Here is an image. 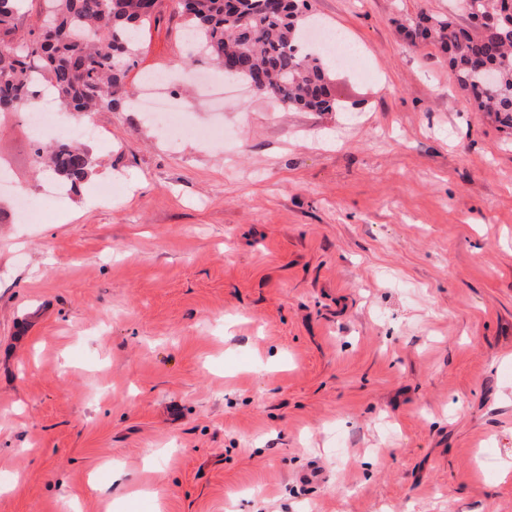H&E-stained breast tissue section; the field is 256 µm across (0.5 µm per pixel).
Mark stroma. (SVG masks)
Masks as SVG:
<instances>
[{"mask_svg": "<svg viewBox=\"0 0 512 512\" xmlns=\"http://www.w3.org/2000/svg\"><path fill=\"white\" fill-rule=\"evenodd\" d=\"M310 4L355 51L335 111L65 114L109 137L48 210L0 116L40 210L0 221V512H512V129L404 37L454 0ZM180 22L118 98L191 56Z\"/></svg>", "mask_w": 512, "mask_h": 512, "instance_id": "1", "label": "stroma"}]
</instances>
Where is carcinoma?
Here are the masks:
<instances>
[{"mask_svg": "<svg viewBox=\"0 0 512 512\" xmlns=\"http://www.w3.org/2000/svg\"><path fill=\"white\" fill-rule=\"evenodd\" d=\"M24 2L0 0V43L7 44L0 51V113L30 109L40 78L72 112L116 107L114 89L137 52L138 33L158 21L159 12H147L145 0H46L48 12L37 28L49 35L37 47L35 30L17 35ZM498 5L499 0H463L473 29L459 26L452 15L423 16L407 35L438 45L477 109L512 128V19L491 30L479 23ZM181 6L186 28L199 36V61L221 72L224 60L237 61L241 71L235 79L258 81L256 94L284 109L332 110L328 60L308 47V0H280L276 13L264 0H181ZM35 163L73 190L93 170L88 150L71 140L37 147Z\"/></svg>", "mask_w": 512, "mask_h": 512, "instance_id": "obj_1", "label": "carcinoma"}]
</instances>
